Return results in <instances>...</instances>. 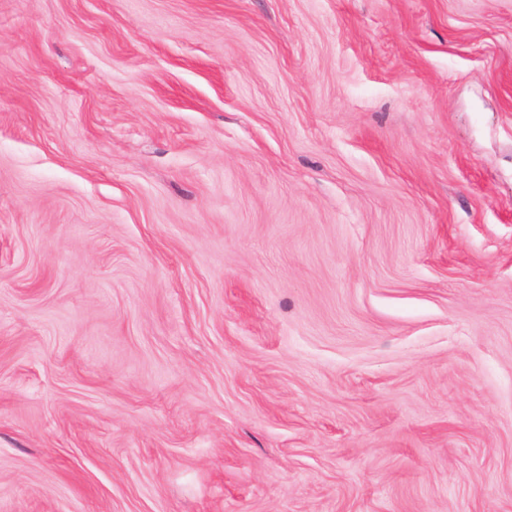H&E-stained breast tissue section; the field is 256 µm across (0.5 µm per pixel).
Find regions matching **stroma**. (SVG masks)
Here are the masks:
<instances>
[{"label":"stroma","mask_w":512,"mask_h":512,"mask_svg":"<svg viewBox=\"0 0 512 512\" xmlns=\"http://www.w3.org/2000/svg\"><path fill=\"white\" fill-rule=\"evenodd\" d=\"M0 512H512V0H0Z\"/></svg>","instance_id":"1"}]
</instances>
